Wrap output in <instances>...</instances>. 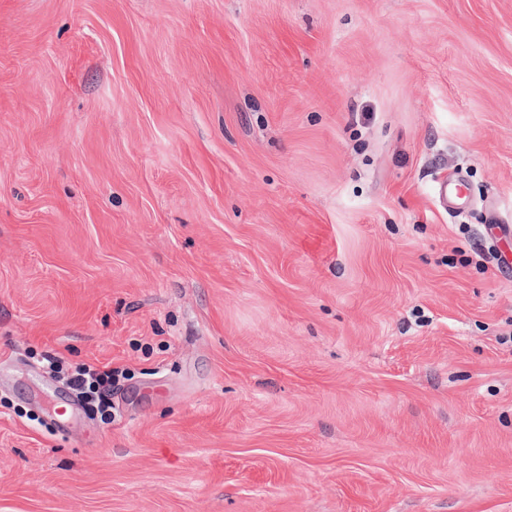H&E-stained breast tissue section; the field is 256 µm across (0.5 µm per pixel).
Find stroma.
<instances>
[{"instance_id":"35a3bbf8","label":"stroma","mask_w":512,"mask_h":512,"mask_svg":"<svg viewBox=\"0 0 512 512\" xmlns=\"http://www.w3.org/2000/svg\"><path fill=\"white\" fill-rule=\"evenodd\" d=\"M510 333L512 0H0V512H512ZM114 372L112 368L101 370L93 364H82L71 373L69 382L80 394H95L103 408L112 409L109 397L112 395Z\"/></svg>"}]
</instances>
